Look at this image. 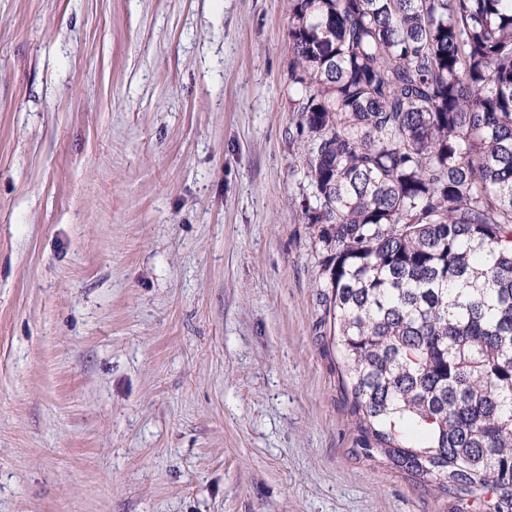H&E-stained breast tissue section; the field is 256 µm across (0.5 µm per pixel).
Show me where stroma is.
<instances>
[{"label": "stroma", "instance_id": "stroma-1", "mask_svg": "<svg viewBox=\"0 0 512 512\" xmlns=\"http://www.w3.org/2000/svg\"><path fill=\"white\" fill-rule=\"evenodd\" d=\"M286 0H0V512H455L362 450Z\"/></svg>", "mask_w": 512, "mask_h": 512}]
</instances>
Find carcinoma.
<instances>
[{"instance_id":"1","label":"carcinoma","mask_w":512,"mask_h":512,"mask_svg":"<svg viewBox=\"0 0 512 512\" xmlns=\"http://www.w3.org/2000/svg\"><path fill=\"white\" fill-rule=\"evenodd\" d=\"M287 2L303 218L364 452L512 512V0Z\"/></svg>"}]
</instances>
